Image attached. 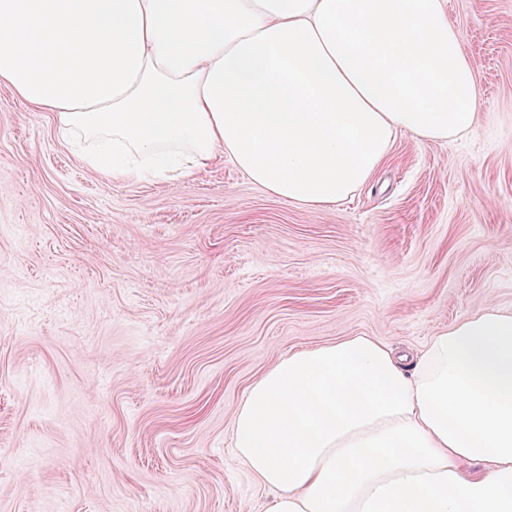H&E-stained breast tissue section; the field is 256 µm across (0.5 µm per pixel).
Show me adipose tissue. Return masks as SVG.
<instances>
[{
  "mask_svg": "<svg viewBox=\"0 0 512 512\" xmlns=\"http://www.w3.org/2000/svg\"><path fill=\"white\" fill-rule=\"evenodd\" d=\"M0 82L93 173L189 178L225 156L311 208L398 135L478 117L446 0H0ZM233 445L267 512H512V311L409 362L374 336L290 352L237 405Z\"/></svg>",
  "mask_w": 512,
  "mask_h": 512,
  "instance_id": "1",
  "label": "adipose tissue"
}]
</instances>
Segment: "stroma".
<instances>
[{"mask_svg":"<svg viewBox=\"0 0 512 512\" xmlns=\"http://www.w3.org/2000/svg\"><path fill=\"white\" fill-rule=\"evenodd\" d=\"M446 3L476 125L398 136L321 209L228 159L95 174L0 83V512H265L232 425L270 366L357 335L409 354L512 310V0Z\"/></svg>","mask_w":512,"mask_h":512,"instance_id":"1","label":"stroma"}]
</instances>
